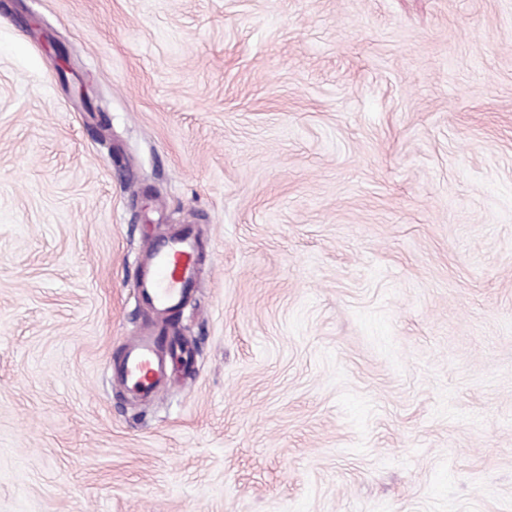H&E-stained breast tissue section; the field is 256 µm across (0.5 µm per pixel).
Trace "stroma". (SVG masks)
<instances>
[{"label":"stroma","mask_w":512,"mask_h":512,"mask_svg":"<svg viewBox=\"0 0 512 512\" xmlns=\"http://www.w3.org/2000/svg\"><path fill=\"white\" fill-rule=\"evenodd\" d=\"M0 512H512V0L1 8ZM197 247V239L188 226L180 234L159 241L143 259L141 298L159 322H164L168 313L183 305L196 286ZM152 330L142 331L123 346L120 360L112 365V379L149 396L167 374V357L176 346L164 345Z\"/></svg>","instance_id":"1"}]
</instances>
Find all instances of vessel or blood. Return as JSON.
<instances>
[{
  "instance_id": "vessel-or-blood-1",
  "label": "vessel or blood",
  "mask_w": 512,
  "mask_h": 512,
  "mask_svg": "<svg viewBox=\"0 0 512 512\" xmlns=\"http://www.w3.org/2000/svg\"><path fill=\"white\" fill-rule=\"evenodd\" d=\"M197 239L192 229L159 241L140 267L141 298L158 321L183 305L196 285L194 257ZM173 346L148 330L131 337L124 345L112 377L141 395H150L167 374V358Z\"/></svg>"
}]
</instances>
